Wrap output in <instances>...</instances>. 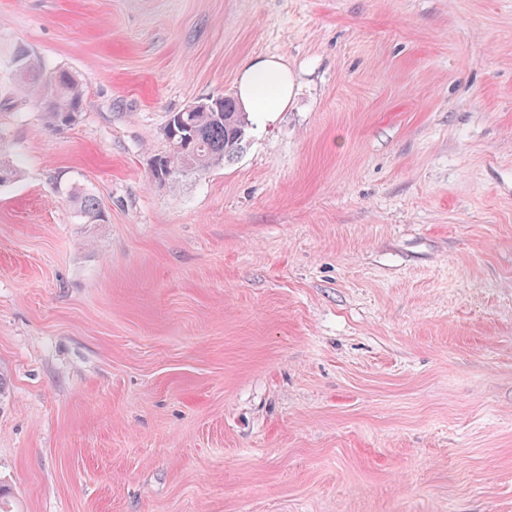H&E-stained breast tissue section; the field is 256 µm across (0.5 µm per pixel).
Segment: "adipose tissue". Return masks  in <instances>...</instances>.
Instances as JSON below:
<instances>
[{"instance_id":"adipose-tissue-1","label":"adipose tissue","mask_w":512,"mask_h":512,"mask_svg":"<svg viewBox=\"0 0 512 512\" xmlns=\"http://www.w3.org/2000/svg\"><path fill=\"white\" fill-rule=\"evenodd\" d=\"M294 73L274 56H260L239 70L237 95L245 111L254 115L284 111L294 96Z\"/></svg>"}]
</instances>
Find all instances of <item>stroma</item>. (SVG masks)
<instances>
[{"instance_id": "1", "label": "stroma", "mask_w": 512, "mask_h": 512, "mask_svg": "<svg viewBox=\"0 0 512 512\" xmlns=\"http://www.w3.org/2000/svg\"><path fill=\"white\" fill-rule=\"evenodd\" d=\"M16 44L84 103L0 75L6 512H512V0H0ZM258 56L291 104L155 181ZM5 66L17 93L27 95L39 91V107L51 124H70L77 120L83 103L78 74L61 67L46 71L22 45L11 49Z\"/></svg>"}]
</instances>
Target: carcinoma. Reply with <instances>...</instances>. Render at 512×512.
Instances as JSON below:
<instances>
[{
	"mask_svg": "<svg viewBox=\"0 0 512 512\" xmlns=\"http://www.w3.org/2000/svg\"><path fill=\"white\" fill-rule=\"evenodd\" d=\"M3 60L17 93L39 91V107L50 123L70 124L77 120L83 103L78 74L61 67L45 70L22 45L14 46L6 57L0 55V62ZM248 125V113L232 97L217 104L207 100L203 108L169 113L164 126L169 153L156 160L153 178L158 182H175L232 159L244 148ZM77 204L84 223L103 221L98 201L92 195L78 196Z\"/></svg>",
	"mask_w": 512,
	"mask_h": 512,
	"instance_id": "carcinoma-1",
	"label": "carcinoma"
}]
</instances>
